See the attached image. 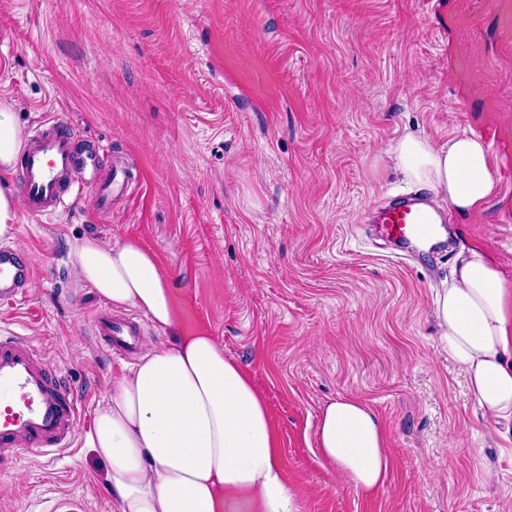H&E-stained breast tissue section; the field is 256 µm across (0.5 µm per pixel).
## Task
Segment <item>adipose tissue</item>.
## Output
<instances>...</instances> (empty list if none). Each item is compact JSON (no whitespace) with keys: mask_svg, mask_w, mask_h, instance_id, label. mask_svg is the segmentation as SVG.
Listing matches in <instances>:
<instances>
[{"mask_svg":"<svg viewBox=\"0 0 512 512\" xmlns=\"http://www.w3.org/2000/svg\"><path fill=\"white\" fill-rule=\"evenodd\" d=\"M387 155L410 185L459 216L495 187L490 146L472 130L453 131L440 145L409 132ZM72 256L99 297L143 311L166 335L113 379L85 439L107 467L115 512H300L262 396L213 336L180 334L181 314L155 255L133 239L107 245L85 237ZM435 305L448 356L478 408L512 422V280L484 248L464 245ZM317 441L357 491L385 483L388 435L365 403L328 402Z\"/></svg>","mask_w":512,"mask_h":512,"instance_id":"ef3b65f1","label":"adipose tissue"}]
</instances>
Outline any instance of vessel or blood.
Returning <instances> with one entry per match:
<instances>
[{
    "mask_svg": "<svg viewBox=\"0 0 512 512\" xmlns=\"http://www.w3.org/2000/svg\"><path fill=\"white\" fill-rule=\"evenodd\" d=\"M28 146L21 158L16 189L29 215L42 217L63 212L70 196L89 193L107 203L137 176L122 161L113 160L109 182L99 173V152L74 148V131L59 119L37 120L27 133ZM440 224L427 202L396 199L381 213L386 237L402 251L432 252ZM34 278L28 257L0 246V300L22 295ZM94 325L106 348L132 347L140 333L137 322L99 311ZM82 415L78 395L65 376L49 370L39 350L24 336L0 333V452L28 449L54 456L69 447Z\"/></svg>",
    "mask_w": 512,
    "mask_h": 512,
    "instance_id": "1",
    "label": "vessel or blood"
}]
</instances>
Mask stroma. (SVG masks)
Listing matches in <instances>:
<instances>
[{
	"mask_svg": "<svg viewBox=\"0 0 512 512\" xmlns=\"http://www.w3.org/2000/svg\"><path fill=\"white\" fill-rule=\"evenodd\" d=\"M512 0H0V104L21 130L41 114L139 170L38 218L12 244L36 275L0 302L82 406L55 461L0 459V512H112L106 466L84 446L114 376L163 339L100 359L105 302L70 260L75 240L129 238L157 257L187 325L205 324L247 370L280 439L301 512H512V441L448 359L435 294L458 231L512 271ZM493 142L495 190L444 250L401 258L372 214L407 193L386 152L405 132ZM366 402L392 461L372 496L319 453L322 409Z\"/></svg>",
	"mask_w": 512,
	"mask_h": 512,
	"instance_id": "stroma-1",
	"label": "stroma"
}]
</instances>
